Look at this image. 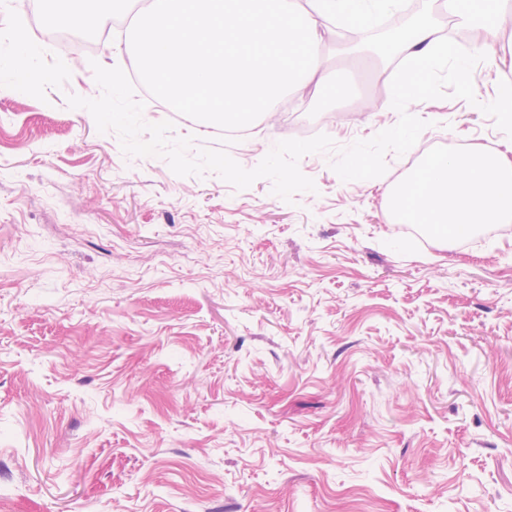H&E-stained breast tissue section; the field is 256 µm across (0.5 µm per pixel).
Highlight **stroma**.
Instances as JSON below:
<instances>
[{"label":"stroma","instance_id":"35a3bbf8","mask_svg":"<svg viewBox=\"0 0 512 512\" xmlns=\"http://www.w3.org/2000/svg\"><path fill=\"white\" fill-rule=\"evenodd\" d=\"M74 57L39 38L50 80L32 96L0 63V486L8 512H512V232L461 249L391 223L412 173L342 181L299 161L315 191L284 202L262 178L174 174L125 155L68 95L101 93L92 63L126 67L132 13ZM329 24L325 77L355 96L313 113L287 93L228 145L255 168L303 128L341 147L396 124L393 78ZM447 71L410 89L447 123L420 142L512 145ZM149 123L220 145V129Z\"/></svg>","mask_w":512,"mask_h":512}]
</instances>
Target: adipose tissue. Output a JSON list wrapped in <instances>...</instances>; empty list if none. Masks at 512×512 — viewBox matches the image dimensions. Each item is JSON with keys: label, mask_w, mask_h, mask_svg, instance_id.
Segmentation results:
<instances>
[{"label": "adipose tissue", "mask_w": 512, "mask_h": 512, "mask_svg": "<svg viewBox=\"0 0 512 512\" xmlns=\"http://www.w3.org/2000/svg\"><path fill=\"white\" fill-rule=\"evenodd\" d=\"M98 9L88 13L80 6L60 10L55 22L66 28L95 24L102 28L119 13L132 9L134 0H96ZM428 7L447 14L455 27L473 35L469 54H461L431 17L417 21L393 46L415 69L430 71L448 66L453 78L464 87L476 85L473 57L487 56L498 70L494 101L496 109L512 107V48L498 53L489 39L498 14L512 11V0H427ZM389 211L397 222L434 226L445 241L472 232L482 224L512 222V157L490 154L475 147L461 155L430 157L389 195Z\"/></svg>", "instance_id": "1"}]
</instances>
